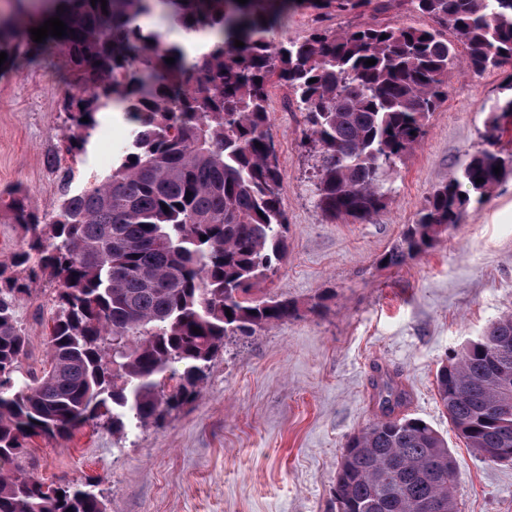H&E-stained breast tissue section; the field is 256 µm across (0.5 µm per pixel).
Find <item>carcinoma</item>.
Returning a JSON list of instances; mask_svg holds the SVG:
<instances>
[{"label":"carcinoma","instance_id":"obj_1","mask_svg":"<svg viewBox=\"0 0 512 512\" xmlns=\"http://www.w3.org/2000/svg\"><path fill=\"white\" fill-rule=\"evenodd\" d=\"M18 2L21 17L0 19V52L12 64L50 45L66 58L61 150L84 154L107 111L122 112L128 140L110 171L78 192L64 170L50 214L32 208L20 188L7 191L25 243L0 262V512H105L92 484L47 485L28 474L22 458L33 440L68 438L99 420L114 434L158 425L200 394L226 338L298 314L292 300L254 293L288 254L267 110L273 84L295 91L320 146L319 208L334 221L363 220L386 208V177L419 144L459 62L437 28L390 20L275 44L268 33L277 17L292 8L406 5L452 30L467 67L481 74L512 62V0ZM155 13L185 33L209 34L206 51L190 60L181 44L161 40L141 23ZM55 16L69 33L33 41L30 29ZM237 39L244 46H234ZM369 58L376 64L366 65ZM508 90L486 121V147L427 198L383 266L434 247L512 171V154L495 149L512 128V84ZM20 268L57 286L48 368L23 382ZM505 337L512 314L436 373L448 420L472 454L493 465L512 464V452H494L512 449V381L503 384L498 373L502 364L512 370ZM403 399L388 387L387 414L344 445L335 488L344 512H458L456 458L429 423L394 414Z\"/></svg>","mask_w":512,"mask_h":512}]
</instances>
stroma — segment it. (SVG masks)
<instances>
[{
    "label": "stroma",
    "instance_id": "35a3bbf8",
    "mask_svg": "<svg viewBox=\"0 0 512 512\" xmlns=\"http://www.w3.org/2000/svg\"><path fill=\"white\" fill-rule=\"evenodd\" d=\"M372 11L297 9L274 26L275 43L314 29L379 22ZM60 53L17 60L0 77V191L20 186L40 212L59 203L47 157L67 118ZM512 83V64L475 75L449 71L446 99L419 145L390 177L387 208L364 220L327 219L317 206L320 154L306 137L293 89L274 84L268 112L288 217V257L260 293L296 302L288 322L227 339L200 397L163 427L124 436L89 424L68 439L36 440L25 465L46 484L97 480L106 512H336V468L346 440L383 416L377 383L396 379L404 415L430 423L457 459L458 512H512V465H489L458 437L438 398L439 365L512 313V174L428 252L386 268L379 259L414 223L432 190L484 146L490 111ZM128 136L120 114L98 117L85 154L61 155L84 175L107 172ZM56 286L31 282L15 302L27 336L24 376L41 374Z\"/></svg>",
    "mask_w": 512,
    "mask_h": 512
}]
</instances>
